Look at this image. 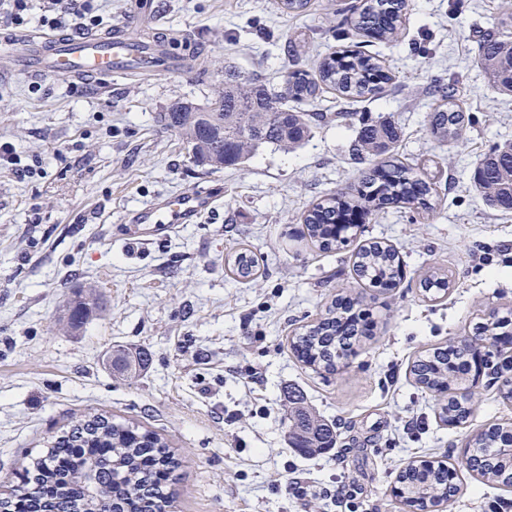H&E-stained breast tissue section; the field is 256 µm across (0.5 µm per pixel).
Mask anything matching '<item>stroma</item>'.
I'll return each mask as SVG.
<instances>
[{
    "label": "stroma",
    "instance_id": "1",
    "mask_svg": "<svg viewBox=\"0 0 512 512\" xmlns=\"http://www.w3.org/2000/svg\"><path fill=\"white\" fill-rule=\"evenodd\" d=\"M356 2L311 0L292 13L278 0H140L159 32L184 33L185 72L101 84L0 76V144L17 159L0 165V497L72 417L99 412L169 441L180 462L173 512H405L392 489L418 459L457 468V490L437 512L512 502L511 488L461 465L475 430L512 426V401L481 380L472 420L451 427L438 417V395L410 373L423 351L512 311V213L489 208L471 183L478 159L512 141V97L487 91L473 62L478 36L497 32L512 0H409L391 45L354 29ZM346 49L378 56L388 82L358 102L321 93L313 109L328 119L294 152L262 147L208 172L157 121L178 100L205 106L225 62L278 84ZM440 79L472 118L453 147L428 129ZM380 116L401 129L400 158L433 182L435 210L374 211L340 251L305 244L303 213L354 187L360 120ZM22 165L30 174L19 175ZM191 188L222 192L200 223L148 244L126 234L130 210ZM372 241L398 251L396 287L355 281L354 253ZM242 244L259 259L252 281L224 269ZM434 268L449 287L429 295L419 282ZM88 286L106 311L60 330L72 290ZM338 298L365 309L373 327L327 374L297 360L289 341ZM117 347L143 353L139 376H113L104 355ZM294 390L335 423V448H289ZM295 477L316 495L294 497ZM339 485L349 494L331 503L325 493Z\"/></svg>",
    "mask_w": 512,
    "mask_h": 512
}]
</instances>
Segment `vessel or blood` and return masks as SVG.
Listing matches in <instances>:
<instances>
[{"label": "vessel or blood", "mask_w": 512, "mask_h": 512, "mask_svg": "<svg viewBox=\"0 0 512 512\" xmlns=\"http://www.w3.org/2000/svg\"><path fill=\"white\" fill-rule=\"evenodd\" d=\"M142 21L141 12L134 8L120 25L97 35L32 33L25 37L26 51L21 55L14 54L11 43L1 42L0 72L105 82L120 75L151 74L166 60L173 68H180L182 62L171 50V39H160L144 48L129 38V31ZM218 199L211 191L188 189L139 207L133 221L140 226L141 240H159L178 226L199 223Z\"/></svg>", "instance_id": "1"}]
</instances>
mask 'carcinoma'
<instances>
[{"mask_svg":"<svg viewBox=\"0 0 512 512\" xmlns=\"http://www.w3.org/2000/svg\"><path fill=\"white\" fill-rule=\"evenodd\" d=\"M408 0H359L353 6L355 29L394 41L406 20ZM475 65L485 86L496 94H512V13L503 14L499 30L476 41ZM388 76L375 58L362 51L333 52L323 57L315 72L293 71L283 77V87L242 73L224 62V82L210 103L194 107L173 102L159 114L158 122L183 141L189 158L211 171L243 164L259 148L271 145L283 152L300 147L327 116L309 112L320 90L327 87L344 99L363 98L382 89ZM443 103L430 114V134L442 144H456L470 124L469 115L456 102L451 84L437 86ZM399 128L387 119H364L356 139V155L372 161L361 170L358 185L350 191L330 193L312 205L303 223L311 243L321 251H339L350 243L363 220L387 205H411L430 211L436 206L433 184L394 154ZM475 189L488 206L512 211V141L490 149L479 159L473 175ZM356 277L371 287L394 288L401 261L390 245L372 242L355 254ZM235 278L258 273L257 261L246 248L227 260ZM424 292L448 288V275L435 269L420 281ZM97 294L80 290L68 314L58 319L78 329L98 314ZM507 330V320L491 314L476 324L474 334L462 336L419 356L410 369L422 388L444 393L454 383L457 393L439 406V417L458 427L467 424L471 399L484 364L473 354L471 341H492ZM364 332L349 316V308L335 299L324 315L305 325L292 338L301 361L328 373L335 372L355 353ZM122 366L115 372L132 376L137 360L116 351ZM289 444L309 455L336 445L334 427L303 406L288 407ZM512 446V432L492 424L475 432L469 442L465 468L483 479L512 486V457L496 452ZM179 461L170 443L159 434L88 412L46 442L45 451L32 459L22 474L29 494L0 498V512H161L174 497L172 474ZM455 469L442 461H413L402 471L397 496L407 512H427L454 495Z\"/></svg>","mask_w":512,"mask_h":512,"instance_id":"cac0c4a2","label":"carcinoma"}]
</instances>
